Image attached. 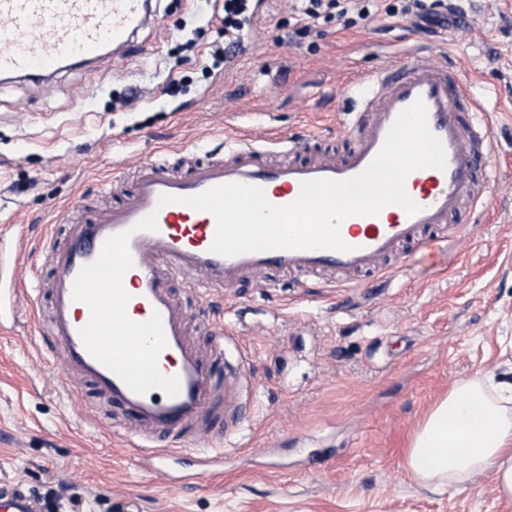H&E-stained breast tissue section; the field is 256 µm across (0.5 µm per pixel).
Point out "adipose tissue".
I'll use <instances>...</instances> for the list:
<instances>
[{
  "label": "adipose tissue",
  "mask_w": 512,
  "mask_h": 512,
  "mask_svg": "<svg viewBox=\"0 0 512 512\" xmlns=\"http://www.w3.org/2000/svg\"><path fill=\"white\" fill-rule=\"evenodd\" d=\"M404 466L434 489L457 487L490 471L500 498L512 500V382L493 374L457 384L428 414Z\"/></svg>",
  "instance_id": "1"
}]
</instances>
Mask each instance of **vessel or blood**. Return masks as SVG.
<instances>
[{
	"mask_svg": "<svg viewBox=\"0 0 512 512\" xmlns=\"http://www.w3.org/2000/svg\"><path fill=\"white\" fill-rule=\"evenodd\" d=\"M0 79L48 78L80 62L97 63L126 52L145 19V0H0ZM42 34L29 39L33 26ZM365 93L362 111L352 113L347 127L352 146L341 156L319 155L276 167L265 160L267 149L244 139L231 148L228 160L199 162L182 174L147 160L141 163L135 189L117 205L105 203L73 220L65 242L48 237L41 251L50 256V318L37 325L53 349L63 354V369L74 380L93 382L113 408L131 422L126 435L144 456L162 460L173 442L190 436L206 439L236 429L242 420L238 396L243 391L247 356L237 353L217 394L205 350L188 338V319L167 283L189 275L195 288L223 294L225 287L244 283L252 274L272 268L288 271L336 272L333 288L352 287V274L369 271L381 278L394 274L386 258L410 247L429 263L442 248L458 240L464 227L457 218L465 209L486 206L487 176L481 165L488 154L493 122L490 113L465 88L460 69L448 61L433 62L426 49L402 60L382 64L360 77ZM427 108L430 131L446 153L444 169L422 168L405 179L416 213L390 204L375 215H351L339 226L348 251L271 249L235 256L212 253L216 219L194 209L184 197L212 187L241 183L263 189L274 205L294 202L304 181L343 180L361 173L381 149L401 111L415 101ZM173 203L160 205L162 195ZM157 216V231L135 225ZM131 231L133 265L123 278L130 299L128 318L136 323L160 315L167 345L158 369L177 377L179 390L170 396L159 389L139 394L85 348L80 331L91 318L89 307L72 297L80 270L94 262L112 235ZM37 499L14 484H0V512H36Z\"/></svg>",
	"mask_w": 512,
	"mask_h": 512,
	"instance_id": "vessel-or-blood-1",
	"label": "vessel or blood"
}]
</instances>
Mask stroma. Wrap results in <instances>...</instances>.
Wrapping results in <instances>:
<instances>
[{
  "instance_id": "1",
  "label": "stroma",
  "mask_w": 512,
  "mask_h": 512,
  "mask_svg": "<svg viewBox=\"0 0 512 512\" xmlns=\"http://www.w3.org/2000/svg\"><path fill=\"white\" fill-rule=\"evenodd\" d=\"M461 22L402 15L399 0H371L367 18L306 29L298 0H266L244 48L209 76L208 50L224 26L211 0H158L133 49L113 62L65 69L32 83H0V248L16 288L15 328L0 334V480L45 493L65 484L62 512H512L492 473L430 491L403 466L413 433L460 380L512 381V0H447ZM415 39L434 41L494 113L489 207L437 269L407 258L389 280L317 288L304 275L256 274L224 313L170 287L189 339L232 328L250 354L241 430L211 442L223 463L196 484L172 467H147L112 424L110 402L88 382L66 386L59 360L35 331L46 317L49 257L15 254L13 225L66 229L62 206L106 203L109 185L132 189L139 164L176 170L223 153L226 121L260 142L302 134L298 155L342 151L350 83L395 59ZM178 89L167 90L169 80Z\"/></svg>"
}]
</instances>
